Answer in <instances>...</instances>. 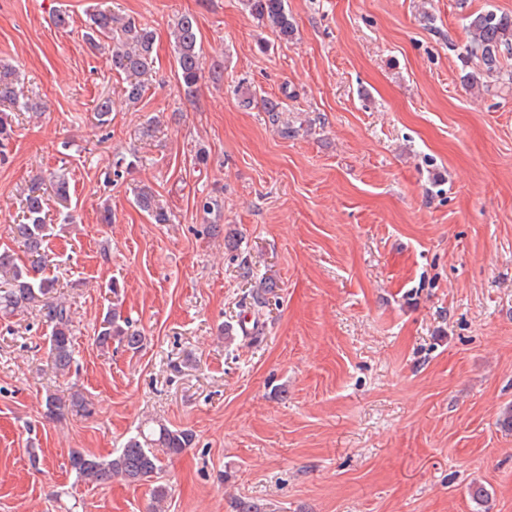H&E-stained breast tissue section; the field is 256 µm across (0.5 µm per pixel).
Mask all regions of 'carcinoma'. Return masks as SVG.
Returning a JSON list of instances; mask_svg holds the SVG:
<instances>
[{
    "instance_id": "1",
    "label": "carcinoma",
    "mask_w": 512,
    "mask_h": 512,
    "mask_svg": "<svg viewBox=\"0 0 512 512\" xmlns=\"http://www.w3.org/2000/svg\"><path fill=\"white\" fill-rule=\"evenodd\" d=\"M252 16L265 23L279 38L286 40L294 31V24L285 0H246ZM115 17L107 11L89 15L86 40L95 47L99 40L112 39ZM469 44L466 53L478 60L479 69L465 75L464 82L471 88H489V83L502 78L504 61L512 57V15L496 10H483L469 16L467 25ZM119 42L111 47L112 70L124 77L122 92L129 103L143 99L152 86L155 73V35L150 26L127 20L119 27ZM177 77L185 93L192 94L200 87L205 73L199 28L194 16H181L173 31ZM17 105L26 112H38V104L24 98L17 73L7 65L0 66V104ZM12 123L8 113H0V155L6 156V147L12 138ZM138 207L155 223L167 224L170 216L156 202L150 191H141L136 198ZM44 196L33 188L25 198L22 219L14 231L22 239L28 254V263L18 264L9 251L0 252V280L8 285L0 289V306L19 309L31 302L44 300L42 314L50 328L48 353L58 373L69 371L73 359V336L70 310L54 299L55 279L47 275L52 258L47 249L50 224L47 222ZM118 342L130 350L143 343L142 336L131 329L129 321L121 319L114 309L101 318L95 343L108 349ZM45 414L50 419L63 417L70 411H89V403L78 393L63 399L49 394L44 400ZM194 435L189 430L171 429L160 421L148 430H140L131 437L112 458L103 460L83 451L69 455L71 470L86 483L101 486L120 480L127 484L152 483L151 512H165L169 495L162 482L164 461L191 447Z\"/></svg>"
}]
</instances>
